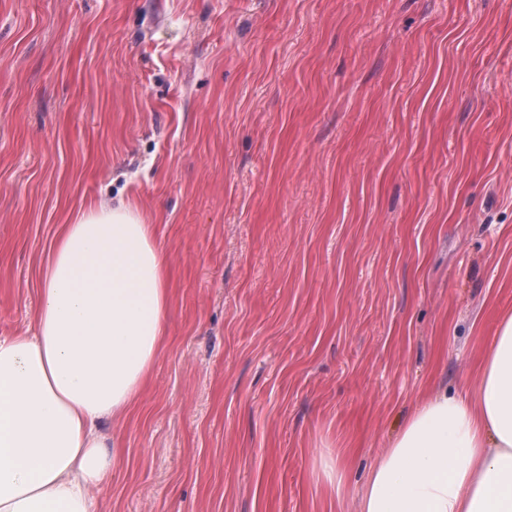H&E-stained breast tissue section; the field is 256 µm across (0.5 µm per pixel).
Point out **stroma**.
<instances>
[{
  "mask_svg": "<svg viewBox=\"0 0 512 512\" xmlns=\"http://www.w3.org/2000/svg\"><path fill=\"white\" fill-rule=\"evenodd\" d=\"M120 198L170 306L101 512H358L512 310V0H0V336Z\"/></svg>",
  "mask_w": 512,
  "mask_h": 512,
  "instance_id": "obj_1",
  "label": "stroma"
}]
</instances>
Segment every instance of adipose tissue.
<instances>
[{"instance_id": "1", "label": "adipose tissue", "mask_w": 512, "mask_h": 512, "mask_svg": "<svg viewBox=\"0 0 512 512\" xmlns=\"http://www.w3.org/2000/svg\"><path fill=\"white\" fill-rule=\"evenodd\" d=\"M32 332L0 336V512H99L117 447L106 424L140 398L161 353L168 261L121 201L62 225ZM360 512H512V313L473 388L418 402L371 466Z\"/></svg>"}]
</instances>
